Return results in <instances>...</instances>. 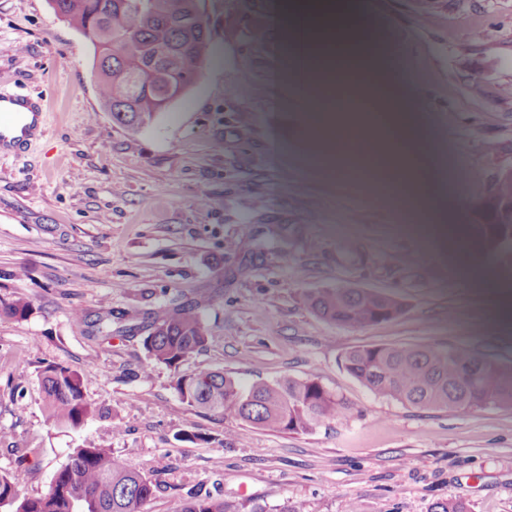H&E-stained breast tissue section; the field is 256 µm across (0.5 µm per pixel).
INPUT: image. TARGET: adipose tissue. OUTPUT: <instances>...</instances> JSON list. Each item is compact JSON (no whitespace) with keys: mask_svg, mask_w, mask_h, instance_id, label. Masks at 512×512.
I'll list each match as a JSON object with an SVG mask.
<instances>
[{"mask_svg":"<svg viewBox=\"0 0 512 512\" xmlns=\"http://www.w3.org/2000/svg\"><path fill=\"white\" fill-rule=\"evenodd\" d=\"M283 10L304 12L313 26L312 45L324 48L289 58L308 99L319 105L302 130L321 161L332 167L348 158L395 185L423 216L440 224L457 254L467 257L470 236L448 205L446 182L430 157L415 104L388 59L359 34L355 0H332L327 7L320 0H285ZM339 42L347 44L348 60L337 57Z\"/></svg>","mask_w":512,"mask_h":512,"instance_id":"obj_1","label":"adipose tissue"}]
</instances>
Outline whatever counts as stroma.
I'll return each instance as SVG.
<instances>
[{"label":"stroma","instance_id":"obj_1","mask_svg":"<svg viewBox=\"0 0 512 512\" xmlns=\"http://www.w3.org/2000/svg\"><path fill=\"white\" fill-rule=\"evenodd\" d=\"M377 50L419 114L470 221L512 170V0H383ZM205 60L187 94L139 132L99 93L93 48L49 0H0V87L43 98L47 132L0 156V475L45 493L89 444L148 473L141 512H178L211 495L233 512H512V406L418 409L374 394L345 368L361 345L464 348L512 368V308L490 281L512 264L460 258L436 228L405 233L381 183L312 164L285 87V48L250 30L277 0H203ZM431 11L434 24L422 22ZM353 286L390 296L395 318L338 325L311 293ZM24 303L25 315L10 305ZM198 307L204 346L178 370L150 360L145 326ZM112 333H98L104 312ZM77 372L94 415L46 422L39 373ZM221 370L313 379L345 418L307 434L252 426L191 406L177 375Z\"/></svg>","mask_w":512,"mask_h":512}]
</instances>
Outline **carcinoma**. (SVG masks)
Returning a JSON list of instances; mask_svg holds the SVG:
<instances>
[{
    "label": "carcinoma",
    "mask_w": 512,
    "mask_h": 512,
    "mask_svg": "<svg viewBox=\"0 0 512 512\" xmlns=\"http://www.w3.org/2000/svg\"><path fill=\"white\" fill-rule=\"evenodd\" d=\"M55 13L90 41L100 95L112 119L135 132L184 96L204 59L206 28L195 21V0H51ZM113 24H108L107 17ZM474 229L482 250L512 256V172L502 175L480 205ZM312 309L336 324L390 320L399 302L362 288H327L309 296ZM145 348L169 368L205 342L199 310L192 306L157 315L146 326ZM347 371L375 394L417 408L443 407L469 412L512 405V369L467 349L431 345H365L347 351ZM46 421L80 427L93 414L80 376L48 364L40 372ZM182 400L209 412L253 425L307 433L338 420L346 406L318 382L283 378L243 388L220 371L180 376ZM155 490L152 478L114 455L105 445L76 448L55 473L47 493L21 494L13 478L0 476V512H140ZM179 512H230L222 500L192 497Z\"/></svg>",
    "instance_id": "obj_1"
}]
</instances>
